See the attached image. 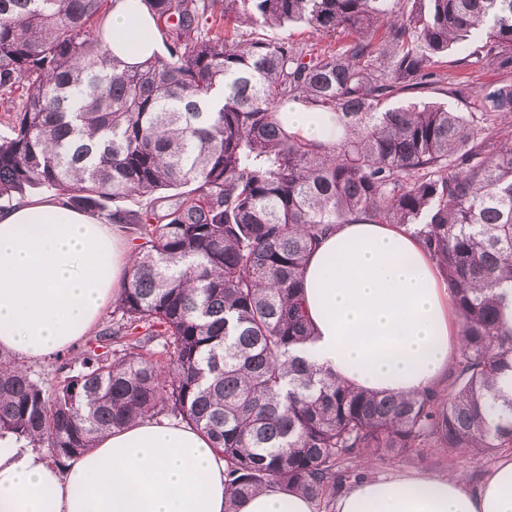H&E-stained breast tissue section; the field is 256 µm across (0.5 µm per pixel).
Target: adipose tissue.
Masks as SVG:
<instances>
[{
    "mask_svg": "<svg viewBox=\"0 0 512 512\" xmlns=\"http://www.w3.org/2000/svg\"><path fill=\"white\" fill-rule=\"evenodd\" d=\"M111 54L134 66L161 42L142 0H112ZM133 260L121 234L53 196L0 210V352L35 364L88 336ZM304 300L314 334L302 357L339 381L413 394L444 378L458 344L451 292L418 240L395 224L332 228L311 253ZM224 457L175 420L140 419L96 448L54 465L0 438V512H224ZM240 512H315L272 486ZM335 512H512V456L478 488L453 474L371 476Z\"/></svg>",
    "mask_w": 512,
    "mask_h": 512,
    "instance_id": "obj_1",
    "label": "adipose tissue"
}]
</instances>
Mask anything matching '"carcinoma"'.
Segmentation results:
<instances>
[{
    "label": "carcinoma",
    "instance_id": "obj_1",
    "mask_svg": "<svg viewBox=\"0 0 512 512\" xmlns=\"http://www.w3.org/2000/svg\"><path fill=\"white\" fill-rule=\"evenodd\" d=\"M165 52L110 53L108 0H0V199L44 188L128 235L109 324L51 385L0 353V437L65 464L151 414L224 454V512L274 483L333 512L349 460L433 442L512 448V82L482 111L439 59L512 74V0H143ZM300 24L319 54L260 30ZM22 104L14 106L15 93ZM324 112L336 139L279 118ZM161 190L181 201L160 215ZM397 224L451 290L453 388L356 390L296 354L311 250L331 226ZM512 80V75L493 69H485L472 76L471 91L464 97L447 93L400 94L389 100V104L398 105L407 102L433 101L444 103L458 112H480L481 97L492 91L503 81Z\"/></svg>",
    "mask_w": 512,
    "mask_h": 512
}]
</instances>
